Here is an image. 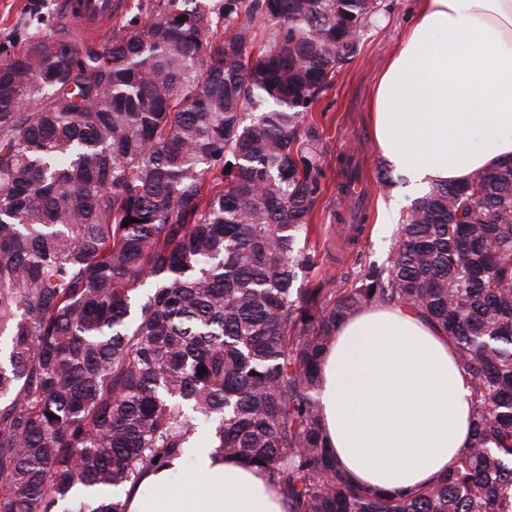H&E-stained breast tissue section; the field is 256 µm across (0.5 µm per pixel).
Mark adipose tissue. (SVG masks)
I'll list each match as a JSON object with an SVG mask.
<instances>
[{"label": "adipose tissue", "instance_id": "ef3b65f1", "mask_svg": "<svg viewBox=\"0 0 512 512\" xmlns=\"http://www.w3.org/2000/svg\"><path fill=\"white\" fill-rule=\"evenodd\" d=\"M382 161L418 186L458 183L512 158V0H417L369 101ZM472 382L447 338L400 306L338 323L319 398L327 441L353 482L406 496L469 448ZM189 476L148 472L127 512H284L263 473L215 458Z\"/></svg>", "mask_w": 512, "mask_h": 512}]
</instances>
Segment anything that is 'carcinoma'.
Segmentation results:
<instances>
[{"instance_id":"cac0c4a2","label":"carcinoma","mask_w":512,"mask_h":512,"mask_svg":"<svg viewBox=\"0 0 512 512\" xmlns=\"http://www.w3.org/2000/svg\"><path fill=\"white\" fill-rule=\"evenodd\" d=\"M381 10L165 0L0 60V512H126L200 423L286 512H512V159L415 199L351 287L312 275L307 114ZM374 304L474 385L471 446L410 497L354 485L323 432L321 355Z\"/></svg>"}]
</instances>
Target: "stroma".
<instances>
[{
	"mask_svg": "<svg viewBox=\"0 0 512 512\" xmlns=\"http://www.w3.org/2000/svg\"><path fill=\"white\" fill-rule=\"evenodd\" d=\"M414 6L415 0H383L379 17L362 35L355 57L337 68L311 109L319 131L316 148L322 171V193L312 217L320 230L314 272L332 278L334 285L340 288L351 285L361 265L385 259L395 243L397 227L382 222L378 215L380 203L391 194L406 196L410 193L404 181L390 188H372L366 236L354 245H337L336 228L344 224L346 216L336 194L339 158L343 155L360 157L362 170L370 181L382 167L366 120L367 99ZM67 33L62 0H0L1 51L17 52L33 38H57Z\"/></svg>",
	"mask_w": 512,
	"mask_h": 512,
	"instance_id": "1",
	"label": "stroma"
}]
</instances>
